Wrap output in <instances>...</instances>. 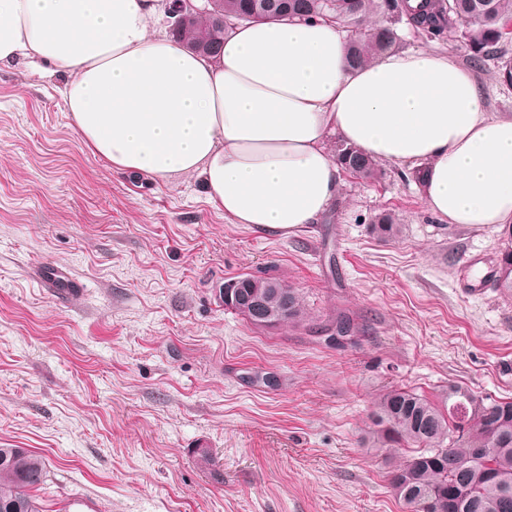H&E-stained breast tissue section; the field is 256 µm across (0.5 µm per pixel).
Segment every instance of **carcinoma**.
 Listing matches in <instances>:
<instances>
[{
	"label": "carcinoma",
	"instance_id": "cac0c4a2",
	"mask_svg": "<svg viewBox=\"0 0 512 512\" xmlns=\"http://www.w3.org/2000/svg\"><path fill=\"white\" fill-rule=\"evenodd\" d=\"M224 23L205 16L172 36L218 55L224 36L238 22L297 18L325 20L349 33L347 64L376 61L398 43L394 26L405 21L430 39L461 30L471 63L485 65L497 45L512 36V0H216ZM499 83L512 88V60L497 59ZM332 152L341 171L364 182L383 176L378 161L336 140ZM371 233L389 242L399 238L402 225L394 214L382 211L370 221ZM507 243L500 252L494 285L512 293V228L503 231ZM245 292L262 293L278 285L297 297L288 320L303 323L306 312L300 293L272 277L244 276ZM369 441L375 448H414L388 471L394 494L409 512H435L448 501V488L457 486L464 505L457 512H512V400L492 399L459 385H448L446 403L439 405L411 390L392 389L380 396L370 411ZM42 455L25 448H0V512H46L36 491L46 481Z\"/></svg>",
	"mask_w": 512,
	"mask_h": 512
}]
</instances>
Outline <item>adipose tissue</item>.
Segmentation results:
<instances>
[{"label": "adipose tissue", "instance_id": "adipose-tissue-1", "mask_svg": "<svg viewBox=\"0 0 512 512\" xmlns=\"http://www.w3.org/2000/svg\"><path fill=\"white\" fill-rule=\"evenodd\" d=\"M159 0H0V65L62 70L71 125L114 170L199 176L236 224L290 234L316 223L342 173L337 137L425 173L448 224L512 225V119L492 117L452 55L388 52L346 65L336 24L245 23L217 57L169 35Z\"/></svg>", "mask_w": 512, "mask_h": 512}]
</instances>
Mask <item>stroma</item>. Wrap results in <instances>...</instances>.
I'll use <instances>...</instances> for the list:
<instances>
[{"label": "stroma", "instance_id": "obj_1", "mask_svg": "<svg viewBox=\"0 0 512 512\" xmlns=\"http://www.w3.org/2000/svg\"><path fill=\"white\" fill-rule=\"evenodd\" d=\"M65 80L0 66V448L46 458L51 512L77 496L93 512H407L387 480L407 452L369 446V411L400 387L512 398L499 229L440 222L389 161L377 182L343 177L291 234L230 223L200 178L94 155ZM384 210L396 241L369 230ZM243 274L297 288L306 322L256 328L225 308ZM339 312L359 344L315 343Z\"/></svg>", "mask_w": 512, "mask_h": 512}]
</instances>
